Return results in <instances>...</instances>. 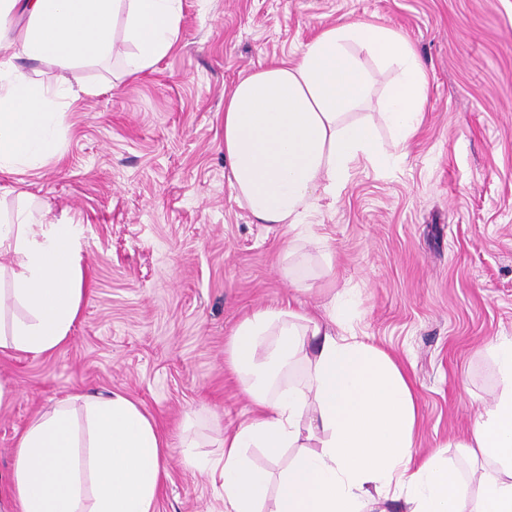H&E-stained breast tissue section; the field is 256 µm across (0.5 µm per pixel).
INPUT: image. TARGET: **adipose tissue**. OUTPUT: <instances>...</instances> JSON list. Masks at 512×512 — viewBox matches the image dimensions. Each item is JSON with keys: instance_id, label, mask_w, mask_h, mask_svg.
I'll use <instances>...</instances> for the list:
<instances>
[{"instance_id": "1", "label": "adipose tissue", "mask_w": 512, "mask_h": 512, "mask_svg": "<svg viewBox=\"0 0 512 512\" xmlns=\"http://www.w3.org/2000/svg\"><path fill=\"white\" fill-rule=\"evenodd\" d=\"M27 22L0 41V172L36 170L58 149L67 71L82 59L120 56L125 76L153 68L179 35L180 0H0V26ZM125 19L130 50L112 33ZM52 60L53 97L22 61ZM395 70L377 117L363 115L374 70ZM427 75L401 32L354 19L322 28L292 64L272 63L235 82L224 99V167L255 224L285 225L287 252L325 244L308 217L344 192L357 164L385 168L417 133ZM84 227L20 213L0 224V351L39 356L68 340L84 295L78 255ZM23 309L6 318L8 307ZM343 297L315 314L260 307L239 322L228 362L254 413L225 435L219 461L197 442H168L127 393H74L34 417L13 453L15 512H155L165 461L179 452L192 474L216 477L224 512H376L391 488L409 512H512V339L490 344L498 391L459 448L473 478L440 455L414 451L416 399L404 368L346 333ZM298 449L280 473L247 449Z\"/></svg>"}]
</instances>
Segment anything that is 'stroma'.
I'll use <instances>...</instances> for the list:
<instances>
[{
  "label": "stroma",
  "mask_w": 512,
  "mask_h": 512,
  "mask_svg": "<svg viewBox=\"0 0 512 512\" xmlns=\"http://www.w3.org/2000/svg\"><path fill=\"white\" fill-rule=\"evenodd\" d=\"M351 18L402 31L428 78L422 125L381 172L356 167L310 222L330 245L296 289L278 267L282 229L252 223L224 172V95L243 74L297 60L321 27ZM60 147L37 171L0 172V214L46 208L84 225L85 293L69 342L0 353V512H11L17 437L67 394L121 390L160 431L205 438L215 458L252 405L228 363L258 307L311 311L349 291L351 331L402 363L417 397L419 457L455 444L492 403L487 352L512 338V0H181L180 36L154 72L77 63ZM332 275H322L325 263ZM156 512H224L220 483L179 454Z\"/></svg>",
  "instance_id": "1"
}]
</instances>
